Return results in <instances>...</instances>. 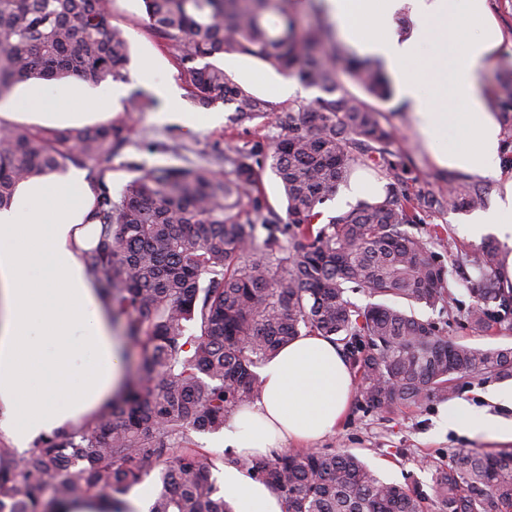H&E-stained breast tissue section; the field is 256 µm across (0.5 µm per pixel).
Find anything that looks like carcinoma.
<instances>
[{
	"label": "carcinoma",
	"instance_id": "carcinoma-1",
	"mask_svg": "<svg viewBox=\"0 0 512 512\" xmlns=\"http://www.w3.org/2000/svg\"><path fill=\"white\" fill-rule=\"evenodd\" d=\"M141 2L197 107L230 104L237 124L275 113L283 134L224 153L222 175L130 163L138 175L114 195L112 156L128 121L44 133L0 124V209L22 181L95 162L86 223L100 232L82 260L140 354L138 378L91 421L22 456L0 440V512H52L54 502L86 495L117 501L152 474L149 512H233L192 433L223 429L259 399L257 369L300 336L341 347L371 408L448 400L477 376L512 379V347L451 343L414 313L416 304L453 303L441 285L459 273L472 298L466 323L490 335L512 329V287L499 277L507 251L496 240L445 263L408 231L427 211L474 210L487 198L461 175L448 177L447 194L406 192L412 170L369 103L393 95L382 69L336 45L321 24L298 34L294 0ZM230 53L322 95L287 110L225 72L217 60ZM130 60L111 0H0V99L29 80H121ZM338 68L362 95L336 80ZM498 109L512 147V86ZM358 168L387 181L383 199L323 217L321 206ZM267 169L282 187L284 218L259 190ZM358 289L384 302L360 306L350 297ZM227 462L267 486L285 512H512L508 450L453 453L434 468L430 495L382 480L344 450L275 449Z\"/></svg>",
	"mask_w": 512,
	"mask_h": 512
}]
</instances>
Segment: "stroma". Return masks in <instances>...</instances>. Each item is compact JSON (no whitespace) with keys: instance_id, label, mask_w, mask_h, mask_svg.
Wrapping results in <instances>:
<instances>
[{"instance_id":"1","label":"stroma","mask_w":512,"mask_h":512,"mask_svg":"<svg viewBox=\"0 0 512 512\" xmlns=\"http://www.w3.org/2000/svg\"><path fill=\"white\" fill-rule=\"evenodd\" d=\"M112 23L126 31L132 54L123 82L126 96L112 107L113 121L127 119L131 122L128 144L112 158L113 191H120L134 176L133 171L126 168V161L218 168L223 166L228 148L277 135L275 118L239 126L232 121L231 107L221 103L207 109L194 106L175 59L148 28L141 0H112ZM224 68L257 95L278 100L285 108L319 94L318 89L302 85L290 96L277 98L275 88L283 82V75L249 56H225ZM138 90L150 97L152 104L145 111L126 115V97ZM380 109L383 123L396 132L393 149L411 168L418 185L434 190L443 187L448 172L434 163L429 150L408 125L403 106L393 100L382 103ZM190 120L199 123V130L193 132L187 128ZM470 218L467 211H436L424 215L413 231L425 238L433 228H442L443 235L434 249L441 258H454L475 246L463 233V226ZM448 288L454 298L451 308L433 310L419 305L416 313L435 322L449 341L480 348L512 345V335L480 336L467 329L465 315L470 297L465 285L454 278ZM449 404L432 400L417 408L386 412L368 407L356 394L343 423L335 433L319 441L318 446L349 450L359 455L380 477L401 484L416 482L424 488L430 484L428 466L447 461L455 450H512V441L486 435L472 437L455 430L448 418Z\"/></svg>"}]
</instances>
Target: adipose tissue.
I'll return each instance as SVG.
<instances>
[{
  "label": "adipose tissue",
  "mask_w": 512,
  "mask_h": 512,
  "mask_svg": "<svg viewBox=\"0 0 512 512\" xmlns=\"http://www.w3.org/2000/svg\"><path fill=\"white\" fill-rule=\"evenodd\" d=\"M342 42L379 62L436 164L502 181L503 194L477 213L468 229L480 239L494 226L512 247V173L486 75L505 38L488 0H324ZM409 11L414 26L400 34ZM121 93L109 86L88 98L59 97L29 83L15 110L55 121L70 110L104 112ZM94 196L82 171L20 184L0 209V434L25 451L62 428L83 423L126 383L122 346L112 333L94 280L80 261L98 234L87 223ZM259 400L235 413L224 445L260 455L288 443L307 445L333 433L353 390V372L339 348L320 336L290 342L261 369ZM457 431L512 440V419L452 406ZM224 494L245 512H281L277 498L233 465L224 467ZM140 490L121 503L100 497L66 502L56 512H147Z\"/></svg>",
  "instance_id": "ef3b65f1"
}]
</instances>
